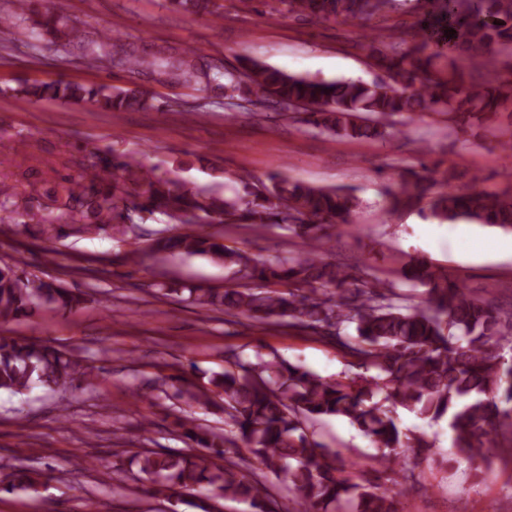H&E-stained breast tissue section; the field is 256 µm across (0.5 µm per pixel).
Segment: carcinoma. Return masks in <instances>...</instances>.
Returning a JSON list of instances; mask_svg holds the SVG:
<instances>
[{"label": "carcinoma", "instance_id": "cac0c4a2", "mask_svg": "<svg viewBox=\"0 0 512 512\" xmlns=\"http://www.w3.org/2000/svg\"><path fill=\"white\" fill-rule=\"evenodd\" d=\"M288 12L315 22L379 16L393 0H281ZM33 0L0 17L1 28L32 23L46 47L65 53L77 48L91 65L110 56L132 74L148 72L159 83L200 86L250 116L252 98L270 100L280 115L305 114L312 128L346 139L383 140L398 133L393 118L409 119L441 112L458 122L512 105V80L477 84L472 72L480 60L503 52L512 55V0H448V26L455 35L448 50L430 49L423 40L411 50L404 39L378 30L377 65L388 79L373 82L318 81L288 74L254 59L228 70L182 54L170 61L147 54L134 42L111 44L112 37L80 39L74 27L54 12L31 9ZM193 14L223 15L217 0H170ZM444 58L447 74L431 73ZM17 93L31 102H74L99 110L125 112L154 107V97L138 89L99 83L54 80L26 82ZM95 162H79L60 175L48 203L23 205L0 190V224H24L44 213L41 237L47 241L69 230L98 235L126 234L133 216L159 210L176 224L276 225L304 243L302 251L273 262L224 245L195 230L155 240L153 257L206 255L224 262L237 287L222 292L176 280L155 283L165 297L176 295L201 308H220L246 326L288 327L333 343L363 372L354 378L326 379L273 356L252 362L232 355L231 368L215 372L204 384L176 377L174 396L191 406L224 401V425L182 418L178 425L190 452L134 455L129 465L159 493L207 494L248 504L250 512H277L265 481L248 473L254 460L284 477L296 496L295 512H396L398 492L347 471L341 453L317 441L309 429L325 417H344L378 449L373 461L384 470L399 464L405 448L418 458L434 443L400 428L401 407L431 423L444 421L450 454L470 465L488 461L498 436L512 432V363L501 350L512 348V312L473 296L448 279V273L414 259L406 279L426 289V305L408 306L393 287L367 273L366 265L340 266L323 257L327 227L351 223L360 206L350 190L317 187L281 175L258 185L243 175L241 188L218 196L189 189L132 155L96 152ZM389 208H411L429 199V217L438 223L467 221L512 231V194L473 187L460 192L438 187L427 166L410 171L385 191ZM284 290H279V287ZM81 295L60 281L30 274L20 263L0 265V323L23 316L39 305L74 311ZM88 375L70 351L37 339L0 336V390L22 394L32 385L66 387ZM42 482L33 473L8 467L0 492L36 493Z\"/></svg>", "mask_w": 512, "mask_h": 512}]
</instances>
